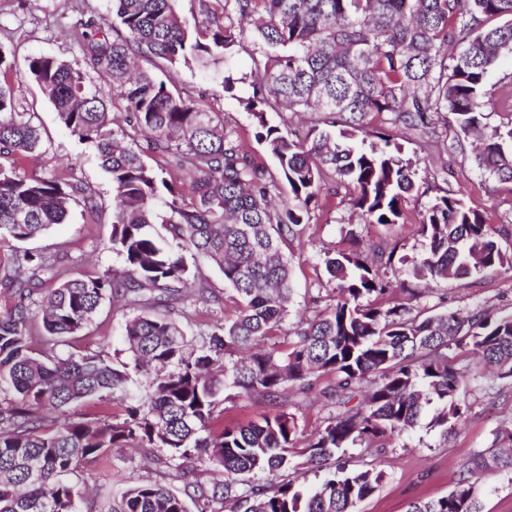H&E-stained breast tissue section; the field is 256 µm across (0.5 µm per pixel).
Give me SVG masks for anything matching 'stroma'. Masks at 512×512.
<instances>
[{"label": "stroma", "instance_id": "obj_1", "mask_svg": "<svg viewBox=\"0 0 512 512\" xmlns=\"http://www.w3.org/2000/svg\"><path fill=\"white\" fill-rule=\"evenodd\" d=\"M114 23L112 0H0V46L7 58L16 63L34 55H52L65 61L80 59L74 36L79 19ZM254 46L246 42L234 48L231 63L241 82L234 95L224 93L223 63L208 67L182 66L171 70L174 81L204 109L223 113L228 127L249 143L257 161L269 173L277 166L264 145L256 143L252 121L238 100L250 92L244 78L254 67ZM17 103L34 111L48 146L45 155L27 160V173L43 175L55 168L72 169L98 202L112 205V185L101 170L92 147L79 143L61 124L53 105L35 84L11 72ZM435 133L425 143L417 142L414 131L403 130L402 147L418 172L419 200L407 206L409 218L392 226L364 223L347 202L345 188L327 185L311 210V222L288 243L287 253L293 266L295 303L290 321L314 317L334 296L335 284L329 281L321 258L324 252L341 251L355 240L374 246H392L397 256L415 257L424 249L415 232L414 215L443 192L462 193L466 203L480 210L488 223L500 229L503 250L512 254V186L488 177L473 160L472 154L455 149V125L449 114L436 116ZM112 226L109 221L88 223L82 204H73L68 220L55 225L45 236L27 242V249L56 255L67 277H77L94 270L120 267L119 258L109 248ZM418 307L427 313L444 309L471 312L479 308L512 310V270H487L464 281L431 284L420 298ZM125 311L104 304L88 330L86 341L96 344L109 356L123 354L122 326ZM472 405L467 421L449 435L440 429L420 425L410 435L395 438L391 447L347 449L348 468L383 471L384 479L376 492L360 506V512H405L409 501L437 499L456 485L465 464L486 448L492 432L512 422V384L489 377L471 379L465 393ZM97 504L119 497L129 486L160 481L182 490V481L172 470L156 465L143 453L116 448L110 459L95 466Z\"/></svg>", "mask_w": 512, "mask_h": 512}]
</instances>
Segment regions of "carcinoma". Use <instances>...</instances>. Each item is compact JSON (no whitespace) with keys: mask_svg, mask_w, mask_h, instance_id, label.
Here are the masks:
<instances>
[{"mask_svg":"<svg viewBox=\"0 0 512 512\" xmlns=\"http://www.w3.org/2000/svg\"><path fill=\"white\" fill-rule=\"evenodd\" d=\"M174 2L112 0V32L91 19L75 26L83 63L112 85V113L87 91L79 63L25 59V74L70 133L93 147L112 183L110 248L123 266L62 279L44 252L13 249L0 262L12 299L0 309V512H80L96 493L91 467L130 447L157 450L186 479L183 494L142 483L110 512H188V499L195 512L228 502L230 512H359L384 474L348 469L338 453L387 447L432 404L430 424L443 433L463 421L470 404L461 391L476 370L455 367L448 352L465 346L498 377H512V312L423 318L413 307L419 288L395 297L380 273L393 253L358 247L325 254L336 299L283 334L292 293L284 248L310 223L327 172L348 188L365 223L405 222L416 169L397 137L369 121L391 114L424 140L434 134L431 116L445 112L463 147L480 130L489 71L512 53V0H198L190 19ZM245 40L258 57L252 94L238 102L276 161V179L224 113L201 109L170 75L157 74L161 61L225 60ZM281 108L319 113L326 128L313 129L309 143L294 141L267 119ZM34 116L0 78V248L63 223L73 201L99 218L95 197L72 175L23 171L30 155L46 153ZM475 158L512 185V124L482 135ZM174 172L189 174L190 184ZM417 232L424 252L400 262L427 287L512 269L493 225L454 194L419 211ZM201 262L222 273L235 310L191 349L182 306L225 305ZM107 300L129 312L127 359L59 352ZM135 375L146 382L143 394L132 391ZM314 390L336 412L307 440L291 408ZM230 398L276 412L212 431ZM92 399L120 413L76 411ZM195 463L223 480L209 490L187 480ZM309 471L324 472L313 488L299 481ZM502 471L512 472V425L492 433L448 495L412 501L406 512H482L472 478Z\"/></svg>","mask_w":512,"mask_h":512,"instance_id":"cac0c4a2","label":"carcinoma"}]
</instances>
